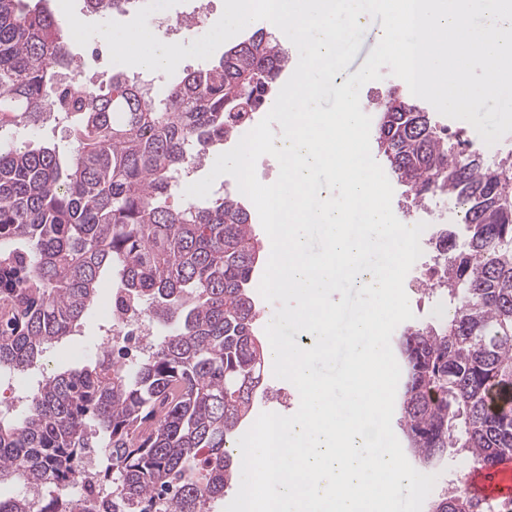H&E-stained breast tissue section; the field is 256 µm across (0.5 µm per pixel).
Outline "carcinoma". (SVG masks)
I'll list each match as a JSON object with an SVG mask.
<instances>
[{
  "label": "carcinoma",
  "instance_id": "cac0c4a2",
  "mask_svg": "<svg viewBox=\"0 0 512 512\" xmlns=\"http://www.w3.org/2000/svg\"><path fill=\"white\" fill-rule=\"evenodd\" d=\"M132 0H84L109 15ZM76 67L46 0H0V369L26 373L80 324L104 274L162 325L129 368L102 349L47 372L20 420L0 409V512H96L72 496L97 485L112 512H213L240 467L234 444L262 385L258 257L236 193L173 206L175 183L269 106L288 53L256 31L158 100L124 72L106 89L59 88ZM61 110L73 149L12 132ZM376 143L407 187L405 208L445 196L459 234L430 241L429 290L448 306L396 339L400 426L420 467L453 453L481 466L512 454V156L490 171L463 138L394 93ZM431 512H512V500L447 490Z\"/></svg>",
  "mask_w": 512,
  "mask_h": 512
}]
</instances>
